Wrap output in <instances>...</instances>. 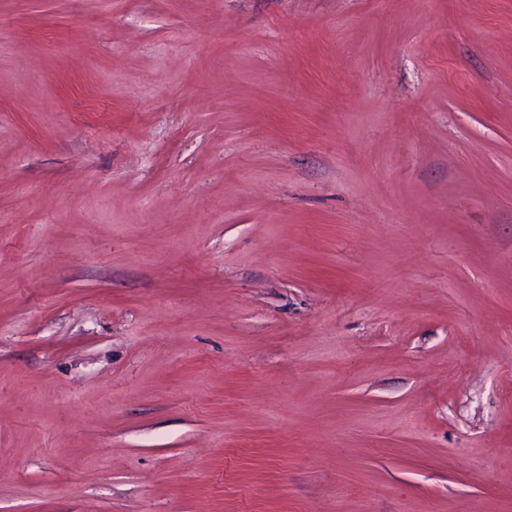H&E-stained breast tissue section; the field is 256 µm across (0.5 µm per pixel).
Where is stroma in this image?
<instances>
[{"label":"stroma","instance_id":"obj_1","mask_svg":"<svg viewBox=\"0 0 512 512\" xmlns=\"http://www.w3.org/2000/svg\"><path fill=\"white\" fill-rule=\"evenodd\" d=\"M0 512H512V0H0Z\"/></svg>","mask_w":512,"mask_h":512}]
</instances>
